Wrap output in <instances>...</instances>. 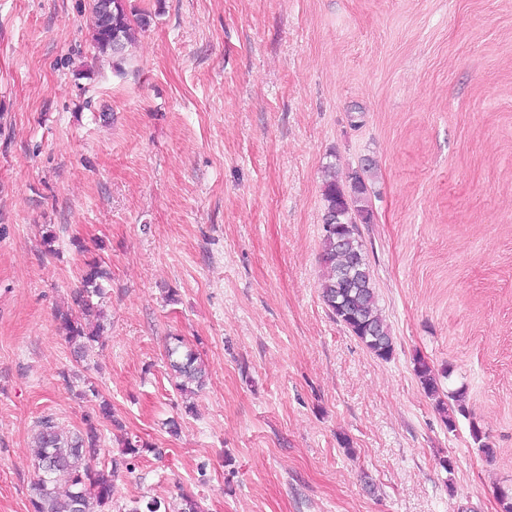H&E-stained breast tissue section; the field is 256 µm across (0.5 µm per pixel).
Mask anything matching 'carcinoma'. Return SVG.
Segmentation results:
<instances>
[{
  "label": "carcinoma",
  "mask_w": 512,
  "mask_h": 512,
  "mask_svg": "<svg viewBox=\"0 0 512 512\" xmlns=\"http://www.w3.org/2000/svg\"><path fill=\"white\" fill-rule=\"evenodd\" d=\"M91 42L100 54L119 58L136 36L137 28L147 24L142 17L133 25L126 0H92ZM371 165L353 171L343 182L330 171L323 182V224L321 262L323 264L322 298L332 315L375 357L388 361L395 346L390 328L377 304L373 275L367 261L359 225L371 222L367 174ZM109 275L93 259L85 263L82 288L74 295V310L58 313L60 329L75 361L84 362L94 352L105 329L101 297ZM168 350L170 370L177 389L192 395L205 383V369L192 350L180 351L183 340ZM414 372L425 394L436 400L448 431L456 428V414H466L465 392L458 390L448 398L440 397L438 374L422 357L415 358ZM113 421L112 405L102 400L86 427L70 435L63 433L54 418L44 416L36 436L37 474L29 487L32 512H78L80 501L90 503V512H112V477L126 465L125 458H112L110 466L96 469L91 461L100 450L97 424ZM66 489L60 490L59 482ZM127 512H201L190 495H181L179 505L152 498L138 502Z\"/></svg>",
  "instance_id": "carcinoma-1"
}]
</instances>
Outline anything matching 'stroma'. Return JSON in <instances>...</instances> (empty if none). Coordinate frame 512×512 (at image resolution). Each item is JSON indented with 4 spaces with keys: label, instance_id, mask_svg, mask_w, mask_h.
I'll use <instances>...</instances> for the list:
<instances>
[{
    "label": "stroma",
    "instance_id": "1",
    "mask_svg": "<svg viewBox=\"0 0 512 512\" xmlns=\"http://www.w3.org/2000/svg\"><path fill=\"white\" fill-rule=\"evenodd\" d=\"M91 4L0 0V512H31L42 416L83 429L100 396L116 421L94 468L145 445L114 478L122 512L184 493L203 512H500L512 0H126L149 24L118 62ZM369 161L388 361L321 295L324 168ZM92 258L107 326L78 366L56 314ZM178 336L208 374L190 413ZM418 356L467 390L455 431Z\"/></svg>",
    "mask_w": 512,
    "mask_h": 512
}]
</instances>
